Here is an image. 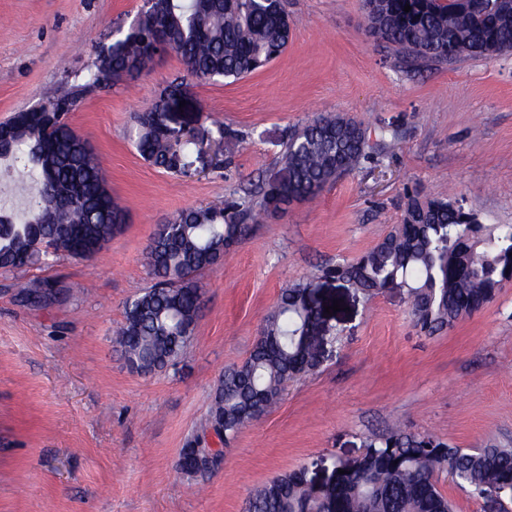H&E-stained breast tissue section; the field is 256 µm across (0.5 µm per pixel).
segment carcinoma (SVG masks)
<instances>
[{
    "label": "carcinoma",
    "mask_w": 512,
    "mask_h": 512,
    "mask_svg": "<svg viewBox=\"0 0 512 512\" xmlns=\"http://www.w3.org/2000/svg\"><path fill=\"white\" fill-rule=\"evenodd\" d=\"M475 12L460 0H381L372 35L420 62L492 59L512 51V4L483 0ZM411 10L406 12L404 7ZM291 22L283 0H145L127 29L95 43V61L83 76L57 89L41 108L4 122L0 157L29 173L34 202L22 211L0 210V270L11 272L49 255L99 254L126 223V213L105 190L100 164L67 113L92 88L133 81L150 70L155 38L170 44L200 82L241 79L269 64L288 46ZM456 58H448V44ZM167 92L138 114L132 138L139 155L167 173L195 163L193 139L172 144ZM361 124L326 115L294 129L265 177L259 201L176 212L154 233L147 260L156 282L125 305L118 343L141 373L175 365L193 338L202 303L197 275L225 260L261 215L282 213L310 200L329 182L367 157ZM326 273L369 296L403 289L415 327L433 335L489 304L512 279V225L488 228L452 201L409 200L402 223L357 258ZM35 280L19 286L20 302L46 307ZM312 291H281L249 357L224 371L208 415V428L224 429V445L272 408L288 380L315 372L327 341ZM364 457L348 473L318 489L302 469L257 489L246 512H454L434 474L446 468L473 496L512 501V448H456L428 434L395 426L368 439Z\"/></svg>",
    "instance_id": "1"
}]
</instances>
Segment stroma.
Listing matches in <instances>:
<instances>
[{
  "label": "stroma",
  "mask_w": 512,
  "mask_h": 512,
  "mask_svg": "<svg viewBox=\"0 0 512 512\" xmlns=\"http://www.w3.org/2000/svg\"><path fill=\"white\" fill-rule=\"evenodd\" d=\"M287 49L240 80L201 83L174 52L132 85L98 88L69 113L97 155L126 222L93 259L49 258L0 272V512H245L249 496L297 468L327 478L368 436L398 422L458 448H512V282L428 336L404 291L370 297L328 279L401 223L409 194L452 200L488 226L512 224V52L413 67L369 33L365 0H283ZM143 0H0V122L86 72L94 44L129 26ZM202 148L190 173L163 172L129 139L136 113L172 80ZM332 113L360 122L370 157L314 200L250 225L203 271L202 307L178 363L133 370L117 342L125 303L150 286L147 247L175 212L244 197L293 128ZM234 131L218 140L216 123ZM49 279L35 308L16 279ZM309 284L329 341L314 373L246 425L201 477L181 449L213 448L215 388L249 355L282 288Z\"/></svg>",
  "instance_id": "1"
}]
</instances>
